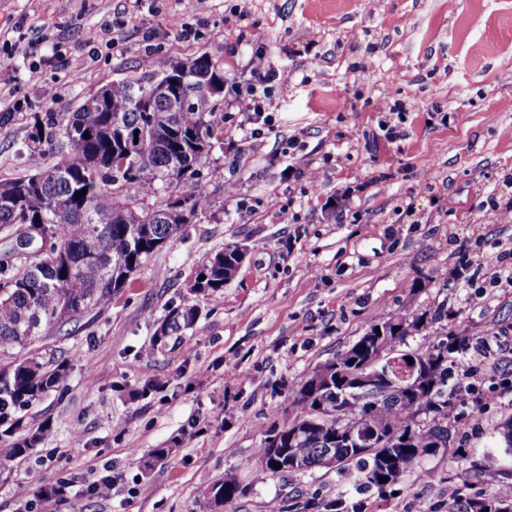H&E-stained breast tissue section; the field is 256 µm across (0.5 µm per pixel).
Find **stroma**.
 <instances>
[{"label": "stroma", "instance_id": "35a3bbf8", "mask_svg": "<svg viewBox=\"0 0 512 512\" xmlns=\"http://www.w3.org/2000/svg\"><path fill=\"white\" fill-rule=\"evenodd\" d=\"M113 19L117 46L100 47L81 74L27 52L36 42L46 55L88 54L89 32ZM184 23L197 39L180 38ZM259 47L287 79L257 138L237 104ZM203 52L228 79L224 135L200 172L212 206L105 312L30 346L63 353L72 371L63 393L27 411V427L52 433L0 474V512H210L207 488L230 475L250 483L245 464L292 414L290 389L409 306L446 314L410 344L451 328L479 341L465 368L499 369L449 396V447L381 494L318 470L250 484L224 512H268L297 491L365 512H451L455 497H492L512 467L498 442L512 416V292L492 284L512 249V0H143L136 11L128 0H0V104L22 98L32 76L50 94L0 131V180L49 164L26 147L35 120ZM230 242L247 248L237 276L220 297L192 292L201 264ZM459 265L465 278L447 280ZM182 303L198 308L196 324L155 342L157 320ZM157 448L170 456L152 461ZM487 452L499 467L474 477L450 463ZM108 473L117 483L103 499L92 487ZM61 481L65 497L47 496Z\"/></svg>", "mask_w": 512, "mask_h": 512}]
</instances>
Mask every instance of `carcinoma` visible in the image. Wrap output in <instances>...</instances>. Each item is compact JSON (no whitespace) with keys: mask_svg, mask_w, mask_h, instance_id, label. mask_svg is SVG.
Segmentation results:
<instances>
[{"mask_svg":"<svg viewBox=\"0 0 512 512\" xmlns=\"http://www.w3.org/2000/svg\"><path fill=\"white\" fill-rule=\"evenodd\" d=\"M183 71L165 69L160 77L145 82L120 80L112 97L102 102H82L50 127L35 122L29 135L33 147L58 139L65 149L52 153V163L39 170L44 179L26 174L0 181V225L21 228L44 225L43 253L32 261L0 254V469L38 453L51 430L47 424L19 437L23 411L52 392L67 386L71 365L61 357L14 356L37 339L61 338L64 328L88 313L110 307L112 298L126 288L134 275L164 243L186 230L184 224L148 220L149 209L167 208L184 200L192 211L203 213L212 204L199 181L198 171L215 141L224 134L216 119L217 104L208 98L210 83L224 75L223 64L206 53L182 63ZM175 79L191 92L195 106L173 112L159 89ZM150 110L140 109L142 99ZM90 138H84V134ZM86 191L82 197L76 193ZM238 244L229 243L202 265L194 287L217 293L236 274ZM205 279H200V276ZM198 317L193 307L176 306L156 325L154 336L164 340L180 336ZM436 316L425 311L395 314L383 321L389 336L386 364L391 377L400 381L412 367L424 369L426 380L418 388L392 389L382 397L386 424L395 430V442L378 448L369 442L370 424L364 419L368 401L352 398L350 429L360 447H337L336 429L344 424L313 417L322 405L335 403L338 384L352 386L367 356L361 341L336 355L340 375L331 385L315 386L318 369L304 375L292 390L298 412L292 424H271L259 451L266 476L305 474L321 469L320 455L336 449L342 462L336 471L354 473L363 488L379 491L391 487L419 462L448 447L452 432L448 416L450 380L463 383L453 373L448 358L470 344L467 336L454 340L453 330L430 341L408 347L407 338L432 326ZM413 358L408 362L407 358ZM424 408L429 423L410 426L406 418ZM297 464H286L288 457ZM281 468L273 467V464ZM388 477L380 482V476ZM244 485L227 477L204 493L211 512L245 496ZM292 512H363L360 502L343 497L311 502L292 498Z\"/></svg>","mask_w":512,"mask_h":512,"instance_id":"carcinoma-1","label":"carcinoma"}]
</instances>
